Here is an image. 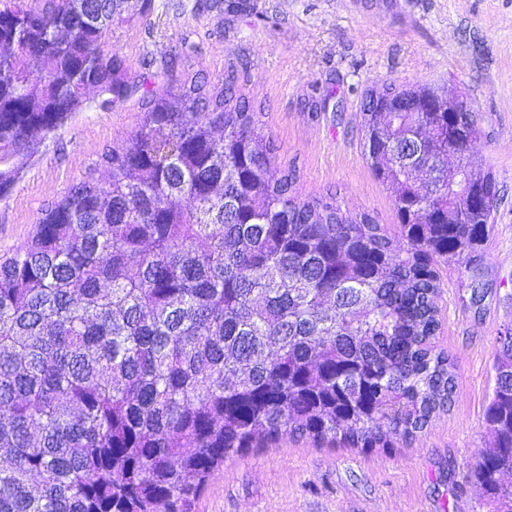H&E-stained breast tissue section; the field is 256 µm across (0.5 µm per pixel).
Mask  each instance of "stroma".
<instances>
[{"label":"stroma","instance_id":"obj_1","mask_svg":"<svg viewBox=\"0 0 512 512\" xmlns=\"http://www.w3.org/2000/svg\"><path fill=\"white\" fill-rule=\"evenodd\" d=\"M110 42L126 94L90 89L56 130L0 163V258L105 146L131 139L148 95L234 78L261 104L276 165L296 170L301 198L334 195L346 212L388 227L397 221L390 192L362 151L367 92L431 84L472 111L479 133L469 153L492 169L499 205L477 258L488 284L481 309L469 305L462 270L438 265L434 344L455 365L450 410L391 448L295 437L228 457L196 512H487L470 474L494 444L485 410L497 337L512 325V0H151Z\"/></svg>","mask_w":512,"mask_h":512}]
</instances>
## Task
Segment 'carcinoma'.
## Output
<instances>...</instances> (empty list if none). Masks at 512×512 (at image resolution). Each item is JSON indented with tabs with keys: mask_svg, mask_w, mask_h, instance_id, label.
Returning <instances> with one entry per match:
<instances>
[{
	"mask_svg": "<svg viewBox=\"0 0 512 512\" xmlns=\"http://www.w3.org/2000/svg\"><path fill=\"white\" fill-rule=\"evenodd\" d=\"M130 0H13L0 10V160L57 128L87 89L124 94L112 27ZM396 94L416 106L389 112ZM447 94L386 84L366 96L363 153L407 247L367 213L305 200L275 166L261 111L233 81L145 103L127 145L100 153L0 260V512H194L224 459L288 435L390 448L452 404L436 350L435 265L488 284L496 180L466 157L474 118ZM483 193L466 207L457 185ZM471 477L512 512V331L498 337Z\"/></svg>",
	"mask_w": 512,
	"mask_h": 512,
	"instance_id": "obj_1",
	"label": "carcinoma"
}]
</instances>
